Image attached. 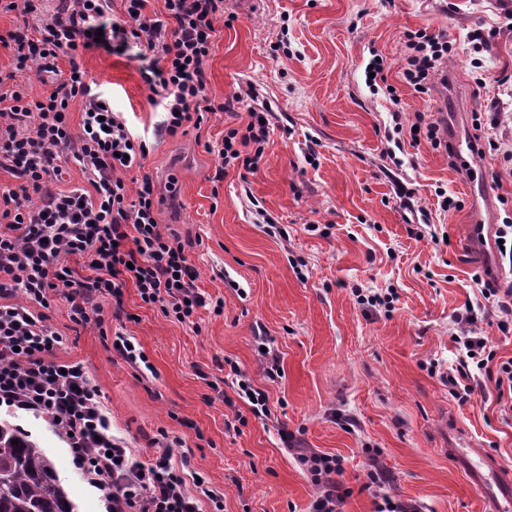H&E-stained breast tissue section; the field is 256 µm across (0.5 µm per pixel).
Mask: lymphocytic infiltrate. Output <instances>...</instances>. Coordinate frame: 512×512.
Here are the masks:
<instances>
[{"label": "lymphocytic infiltrate", "mask_w": 512, "mask_h": 512, "mask_svg": "<svg viewBox=\"0 0 512 512\" xmlns=\"http://www.w3.org/2000/svg\"><path fill=\"white\" fill-rule=\"evenodd\" d=\"M7 0L37 18L34 34L8 33L16 70L34 71L48 90L39 96L15 85L0 90V168L17 186H0V406L52 419L67 434L75 466L103 491L112 512H200L199 500L162 449L149 464L134 458L112 434V420L81 364L55 359L66 341L48 323L52 299L65 300L72 321L101 322L97 300H121L134 285L141 300L165 316L189 321L210 305L197 285L198 271L184 244L161 233L150 178L129 186L123 171L150 152L123 118L95 93L76 61L79 48L101 43L136 50L144 82L160 98L169 137L201 126L209 113L227 112L255 99L246 86L224 102L208 94L206 67L213 49V22L224 0H164L163 14L148 13L147 0H124L122 19L109 14L108 0ZM452 51L447 38L424 30L405 34L399 74L424 93ZM82 99V126L72 131L67 111ZM244 127L225 131L216 153L222 168H257L265 153L271 112L250 107ZM86 174L89 188L58 189L69 165ZM66 255L87 258L88 275L63 263ZM41 313H34L32 304ZM222 309V302H215ZM463 355L448 373V391L466 403L481 375L494 374L498 398L512 403V358L496 362L486 336L458 337ZM288 447L306 465L315 488L311 512H341L347 496L338 481L340 458Z\"/></svg>", "instance_id": "f902f5d3"}]
</instances>
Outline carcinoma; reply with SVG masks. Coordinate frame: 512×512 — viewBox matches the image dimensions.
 <instances>
[{
  "label": "carcinoma",
  "mask_w": 512,
  "mask_h": 512,
  "mask_svg": "<svg viewBox=\"0 0 512 512\" xmlns=\"http://www.w3.org/2000/svg\"><path fill=\"white\" fill-rule=\"evenodd\" d=\"M18 444H12L13 440ZM0 512H75L39 444L0 423Z\"/></svg>",
  "instance_id": "cac0c4a2"
}]
</instances>
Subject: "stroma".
<instances>
[{
	"label": "stroma",
	"mask_w": 512,
	"mask_h": 512,
	"mask_svg": "<svg viewBox=\"0 0 512 512\" xmlns=\"http://www.w3.org/2000/svg\"><path fill=\"white\" fill-rule=\"evenodd\" d=\"M511 14L512 0H224L208 93L220 103L253 84L255 107L276 119L257 169L231 168L220 181L209 147L247 123L246 107L169 138L133 52L80 51L96 90L152 145L124 179L152 178L162 232L186 243L201 292L224 301L222 312L201 307L189 323L165 317L131 285L119 321L107 295L100 326L74 323L65 304L49 309L67 338L56 359L85 367L113 434L138 461L167 444L172 464L187 467L188 492L223 494L224 512H309L315 489L283 445L290 431L342 459V512H375L366 488L374 462L392 498L427 512H485L484 490L449 459L445 436L457 428L461 447L512 467V412L493 378L482 376V392L461 405L440 376L459 363L453 316L468 302L479 310L475 335L491 338L498 359L512 358V331L492 325L474 280L488 270L497 287L512 288V260L495 235L512 219V158L467 149L478 133L512 144ZM419 29L454 46L425 93L398 74L405 34ZM375 54L390 69L372 85L365 67ZM419 112L447 129L456 159L412 140ZM400 183L409 202L395 195ZM445 195L458 208L443 210ZM271 223L284 235L269 234ZM310 224L327 234H309ZM442 233L449 244L436 242ZM356 287L394 289V310L360 305ZM119 333L145 363L113 349ZM263 345L280 358L278 378L262 370ZM230 361L267 391L268 419L249 417L226 382ZM0 421L38 442L77 512H107L44 416L1 407Z\"/></svg>",
	"instance_id": "obj_1"
}]
</instances>
